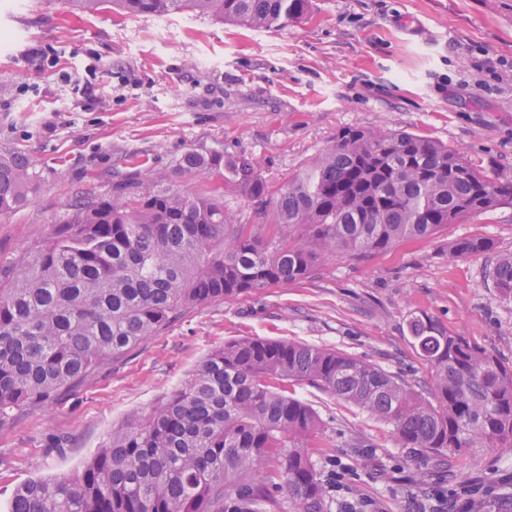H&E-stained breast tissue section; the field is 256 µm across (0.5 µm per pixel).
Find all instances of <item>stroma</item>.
Here are the masks:
<instances>
[{
  "mask_svg": "<svg viewBox=\"0 0 512 512\" xmlns=\"http://www.w3.org/2000/svg\"><path fill=\"white\" fill-rule=\"evenodd\" d=\"M347 126L412 131L512 179V0H311L306 19L269 31L187 10L0 6V149L26 154L43 178L28 205L0 218V265L41 241L75 194L110 192L114 174L166 175L196 194L206 184L173 176V166L217 150L251 161L274 191ZM472 236L491 238L493 251L449 261V242ZM504 255L512 205L181 312L56 403L0 426V512L23 482L76 474L131 412L244 336L333 348L420 386L432 369L409 322L422 316L512 367V297L487 275ZM288 392L320 416L310 451L323 479L342 474L331 512H432L435 491L461 486L481 490L473 512H512V450L429 458L309 383ZM59 437L65 447H54Z\"/></svg>",
  "mask_w": 512,
  "mask_h": 512,
  "instance_id": "stroma-1",
  "label": "stroma"
}]
</instances>
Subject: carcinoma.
I'll return each mask as SVG.
<instances>
[{"label": "carcinoma", "mask_w": 512, "mask_h": 512, "mask_svg": "<svg viewBox=\"0 0 512 512\" xmlns=\"http://www.w3.org/2000/svg\"><path fill=\"white\" fill-rule=\"evenodd\" d=\"M98 11L164 17L190 9L253 30L283 28L311 0H79ZM175 174H220L262 202L266 223L298 237L245 231L224 196L187 195L148 173L112 195L75 196L48 236L0 267V426L47 406L105 360L160 335L183 310L307 278L318 260L434 234L512 202V179L407 131L343 128L275 194L245 160L191 151ZM39 173L0 150V218L32 200ZM486 237L448 244V259L488 253ZM490 277L512 296V255ZM411 344L432 377L425 392L341 352L245 337L209 353L172 393L112 429L72 477L31 479L7 512H329L309 453L317 411L279 383L307 381L390 427L398 447L433 456L512 448V369L425 318Z\"/></svg>", "instance_id": "cac0c4a2"}]
</instances>
